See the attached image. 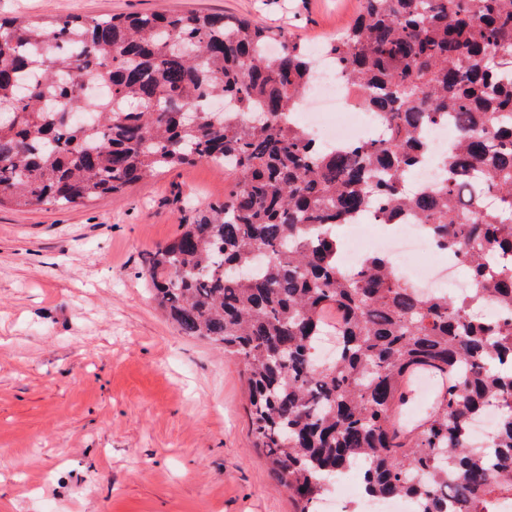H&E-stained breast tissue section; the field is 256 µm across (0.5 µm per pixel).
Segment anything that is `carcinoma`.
<instances>
[{
  "instance_id": "obj_1",
  "label": "carcinoma",
  "mask_w": 512,
  "mask_h": 512,
  "mask_svg": "<svg viewBox=\"0 0 512 512\" xmlns=\"http://www.w3.org/2000/svg\"><path fill=\"white\" fill-rule=\"evenodd\" d=\"M321 51L382 114L381 138L316 143L294 120L313 54L247 19H0V203L80 206L197 161L233 171L144 274L181 334L242 362L251 446L294 512H317L327 481L367 461L376 498L496 512L512 500V0H363ZM89 76L111 95L89 98ZM216 98L224 111L207 107ZM450 118L440 182L409 190L425 132ZM370 211L426 225L472 288L423 293L383 255L345 272L332 228ZM486 301L501 308L493 326ZM325 336L337 355L319 362ZM421 373L437 390L410 421ZM490 405L487 453L468 433Z\"/></svg>"
}]
</instances>
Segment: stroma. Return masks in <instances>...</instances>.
I'll use <instances>...</instances> for the list:
<instances>
[{
  "instance_id": "stroma-1",
  "label": "stroma",
  "mask_w": 512,
  "mask_h": 512,
  "mask_svg": "<svg viewBox=\"0 0 512 512\" xmlns=\"http://www.w3.org/2000/svg\"><path fill=\"white\" fill-rule=\"evenodd\" d=\"M360 0H0V17L193 11L251 19L313 50ZM200 161L116 197L0 203V512H293L250 446L240 362L182 335L142 275L223 199Z\"/></svg>"
}]
</instances>
